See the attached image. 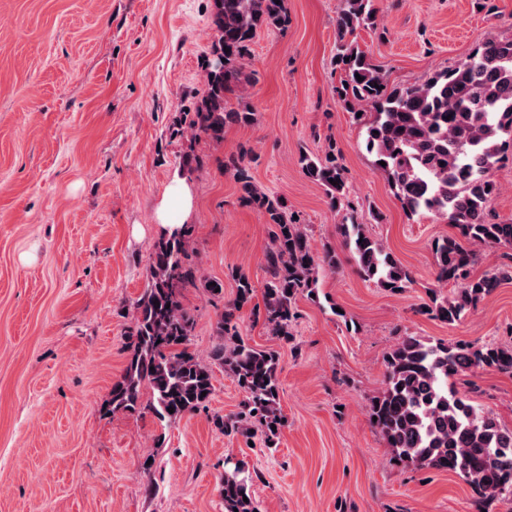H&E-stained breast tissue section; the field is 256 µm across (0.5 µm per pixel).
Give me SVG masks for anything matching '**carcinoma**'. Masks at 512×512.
I'll return each instance as SVG.
<instances>
[{
  "instance_id": "cac0c4a2",
  "label": "carcinoma",
  "mask_w": 512,
  "mask_h": 512,
  "mask_svg": "<svg viewBox=\"0 0 512 512\" xmlns=\"http://www.w3.org/2000/svg\"><path fill=\"white\" fill-rule=\"evenodd\" d=\"M375 0H340L336 14V94L357 114L374 111L364 123L365 148L409 216L431 213L456 229L433 245L436 279L459 285L452 297L431 293L421 305L435 320L453 324L503 282L512 281V264L495 273L475 276L473 245L512 251V222L488 219V206L499 188L491 172L507 157L512 136V37L485 41L456 66L437 72L417 85L387 89L384 74L357 44L359 30L373 24ZM211 23L216 31L212 59L206 63L207 89L194 111L183 112L171 135L182 127L191 138L224 141L228 125L250 126L256 112L230 96L250 82L247 62L257 31L284 30L289 16L285 0H213ZM363 80H357V77ZM247 152L232 155L224 168L241 183V202L273 226L264 256L267 273L262 287L244 272L232 273L234 298L224 301L218 283L202 281L191 226L175 224L148 248L149 280L131 304V324L124 332L127 359L112 382L104 411L136 414L147 410L159 421L174 423L187 414L205 412L213 397L215 363L243 394L237 412L214 414L210 420L226 436L249 442L261 436L275 448L285 426L277 351L251 344L241 333V312L250 305L264 315L270 333L288 343L299 317L298 297L318 294L321 277L340 266L331 246L313 251L300 220L288 215L285 199L270 195L246 173ZM303 173L323 187L332 209L354 211L346 168L335 143L320 156H299ZM336 184H331V181ZM358 275L392 294L413 283L410 271L378 240L344 217L338 225ZM204 282L217 308L212 363L189 351L195 328L184 305V291ZM262 303H253L256 296ZM385 387L370 402L369 416L393 458L407 466L446 470L462 476L485 503L512 495V428L490 411L459 395L453 379L478 368L512 376V346H475L469 342H424L406 336L384 358ZM255 471L238 461L224 468L220 479L224 512H254L250 487Z\"/></svg>"
}]
</instances>
